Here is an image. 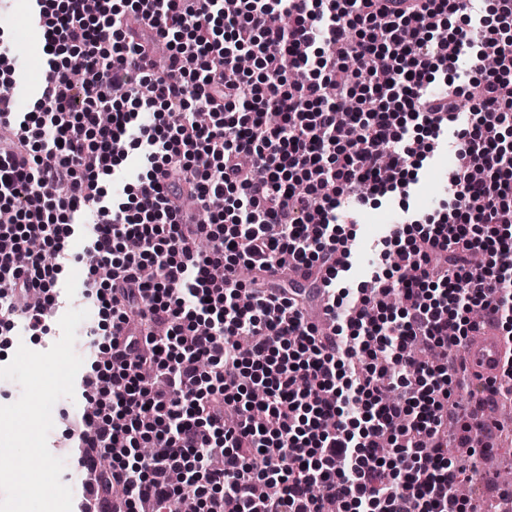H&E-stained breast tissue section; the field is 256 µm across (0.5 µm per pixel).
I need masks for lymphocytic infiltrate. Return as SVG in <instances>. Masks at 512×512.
<instances>
[{
    "instance_id": "lymphocytic-infiltrate-1",
    "label": "lymphocytic infiltrate",
    "mask_w": 512,
    "mask_h": 512,
    "mask_svg": "<svg viewBox=\"0 0 512 512\" xmlns=\"http://www.w3.org/2000/svg\"><path fill=\"white\" fill-rule=\"evenodd\" d=\"M35 2L52 90L0 113V330L21 316L46 331L61 240L84 226V294L110 323L91 342L110 400L77 435L89 501L120 486L124 512H176L187 495L205 512H467L448 439L470 447L488 399L471 391L449 418L448 353L488 324L512 334V0L394 14L374 0ZM129 13L169 43L163 67L139 68ZM243 55L251 69L225 80ZM145 109L153 124L128 138ZM443 146L441 211L391 225L382 271L338 290L345 198L407 194ZM139 148L142 173L109 198L103 177ZM177 176L208 221H180ZM476 248L487 264L470 263ZM245 265L320 273L331 341L286 288L244 283Z\"/></svg>"
}]
</instances>
